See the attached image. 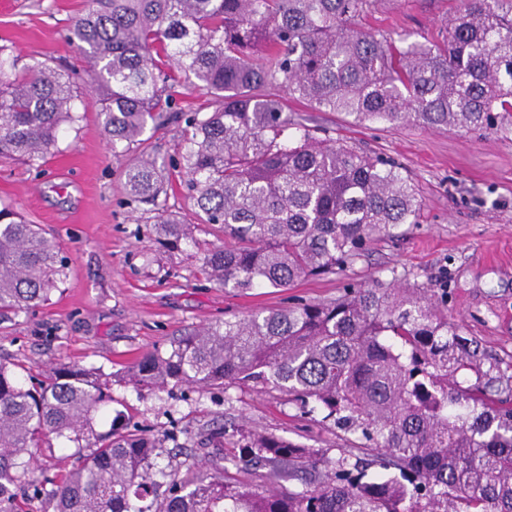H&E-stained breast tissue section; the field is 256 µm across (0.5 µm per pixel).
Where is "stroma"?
<instances>
[{"label": "stroma", "instance_id": "obj_1", "mask_svg": "<svg viewBox=\"0 0 512 512\" xmlns=\"http://www.w3.org/2000/svg\"><path fill=\"white\" fill-rule=\"evenodd\" d=\"M0 10V46L25 65L66 66L76 84L87 77L83 55L67 40L89 0H12ZM464 0H381L365 28L414 39L436 36L442 18ZM284 106L309 127L382 155L409 174L422 207L416 223L374 242L344 271L287 288H224L201 269V251L220 246L219 226L201 224L193 241L172 246L156 225L143 223L122 191L130 156H113L101 132L100 103L85 97L78 125L64 129L38 167L0 160V203L11 204L62 245L69 278L47 305L0 321V360L43 369L60 362L110 372L143 354L166 350L176 337L222 319L336 298L346 284L430 285L448 291L442 310L463 335L500 365L501 396L512 394V137L462 129L352 124L341 112H317L289 96ZM112 406L131 409L139 426L164 438L159 464L185 471L202 457L210 430L225 426V448L263 430L354 457L343 432L302 414L287 396L227 385L175 387L139 394L112 388Z\"/></svg>", "mask_w": 512, "mask_h": 512}]
</instances>
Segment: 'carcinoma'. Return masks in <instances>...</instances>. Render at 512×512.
Instances as JSON below:
<instances>
[{"mask_svg": "<svg viewBox=\"0 0 512 512\" xmlns=\"http://www.w3.org/2000/svg\"><path fill=\"white\" fill-rule=\"evenodd\" d=\"M378 0H91L70 28L90 63L112 154L170 119L181 89L211 110L183 113L173 167L202 224L233 243L205 274L240 289L336 273L370 242L414 224L420 199L397 164L315 137L286 91L364 124L512 134V0H466L436 39L362 30ZM70 74L18 68L0 46V158L34 166L80 121ZM122 190L177 243L190 224L162 198L170 169L140 154ZM69 276L62 248L0 207V318L46 304ZM429 286L348 287L333 300L200 327L131 365L0 363V512H512V402ZM475 383H468V375ZM153 394L236 384L285 394L358 436L354 462L267 432L239 449L266 489L224 482V429L209 470L159 467L164 441L112 410V384ZM109 421L106 430L99 423ZM79 465L53 475L44 452Z\"/></svg>", "mask_w": 512, "mask_h": 512, "instance_id": "obj_1", "label": "carcinoma"}]
</instances>
